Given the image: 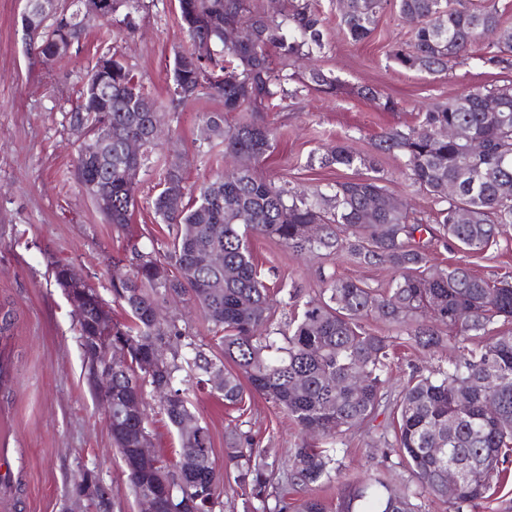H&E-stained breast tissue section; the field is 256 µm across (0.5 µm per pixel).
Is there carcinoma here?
I'll return each instance as SVG.
<instances>
[{
  "label": "carcinoma",
  "mask_w": 512,
  "mask_h": 512,
  "mask_svg": "<svg viewBox=\"0 0 512 512\" xmlns=\"http://www.w3.org/2000/svg\"><path fill=\"white\" fill-rule=\"evenodd\" d=\"M79 0H63L52 16L21 18L28 23L29 49L54 60L53 42L63 35L80 43L90 23L80 18ZM414 25L412 49L396 48L391 57L406 70L435 74L464 58L501 64L512 54V28L502 25L495 6L474 7L467 0H339L340 20L355 41L365 39L388 5ZM179 14L190 43L206 41L220 50L202 64L193 50L174 58V94L182 102L206 89L224 102L222 112L199 115L206 138L224 143V153L236 164L178 199L160 189L152 199L155 214L177 231L171 242L151 249L131 245V277L111 283L112 302L126 312L123 322H100L104 305L86 282L64 280L67 265L54 267L57 285L66 294L84 298L87 318L79 322L82 336H103L118 357L112 368V439L121 449L127 480L135 495L148 490L174 512H213L219 474L213 466L212 437L207 426L193 442H181L182 461L170 479L157 480L159 468L137 459L134 437L148 430L146 388L177 434L194 415L186 390L177 386L181 372L203 386L211 369L224 370L218 394L224 405L241 408L247 394L256 393L282 408L306 434L326 447L308 443L289 457L291 484L313 489L331 487L341 476L335 445L352 428L372 418L383 404L389 366L390 337L375 334L363 321L372 319L430 350L448 338L457 360L445 371L410 376L393 408L392 442L398 465L415 479L394 498L389 486L374 477L348 478L336 503L310 495L300 504L288 501V491L274 490L268 450L238 427L224 430V458L233 481L245 496L247 512H423L422 499L436 498L461 505L490 497L502 488L512 461V279L488 281L467 267L436 268L416 241L425 230L415 211L402 200L385 203L389 192L381 184L376 156H364L338 143L323 162L345 169L365 167L373 175L336 183L330 195L309 198L285 190L257 171L276 138L273 129L244 119L227 124L232 112H259L272 105L274 87L288 80L276 73L270 50L284 56L309 58L323 46V20L307 8L278 18L255 12L250 0H178ZM242 24L253 41L228 47L224 24ZM105 82L112 111L101 112L80 97L70 120L84 124L96 150L77 149L74 172L78 183L94 182L112 198V209L101 211L109 224L130 223L135 206L136 178L149 162L158 141L152 136L159 112L144 109L148 95L131 70L108 51L97 58L89 78ZM315 89L329 92L335 81L320 70L308 74ZM358 95L379 101L387 112L398 103L362 87ZM461 126L486 143L479 159L465 146L445 139L440 131ZM130 138L141 140L140 157L125 152ZM376 150L393 153L402 173L432 199L435 227L431 233L460 250L479 253L503 227L512 224V85L478 87L419 112L418 124L391 129ZM455 182L458 192L445 188ZM218 192L210 193L213 185ZM316 226V236L305 227ZM278 239L299 256L346 254L363 265L386 264L398 272L385 288H370L335 279L315 296L288 292L297 309L292 328L278 343L273 317L276 300L257 270L249 234ZM209 251L224 255V268L202 264ZM189 297L212 324L214 340L224 360L210 358L174 319L157 324L155 306L170 297ZM173 344L159 355L155 347ZM231 362L235 370L224 368ZM350 372L362 385L343 384ZM140 397L141 411L130 414L129 400ZM440 446L442 452L433 448ZM464 467L457 494L448 497L443 475L448 463Z\"/></svg>",
  "instance_id": "carcinoma-1"
}]
</instances>
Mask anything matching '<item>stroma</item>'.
Listing matches in <instances>:
<instances>
[{"mask_svg": "<svg viewBox=\"0 0 512 512\" xmlns=\"http://www.w3.org/2000/svg\"><path fill=\"white\" fill-rule=\"evenodd\" d=\"M250 2L277 16L305 7L324 21V47L309 63L274 55L275 68L290 77L287 87L292 94L255 115L277 131L259 173L310 196L331 194L336 182L351 176L350 170L319 163L335 143L373 152L384 132L416 125L419 107L447 101L478 85L512 82V65L473 58L458 61L441 75L402 69L390 54L398 47L411 49L413 27L391 5L379 14L372 35L356 42L340 24L336 0ZM24 7L25 0H0V315L9 314L11 320L0 334V448L10 470L9 479L0 482V512H90L73 490L74 478L87 470L111 486L113 512H137L121 456L85 377L77 316L55 282L52 264L75 266L104 300H111L108 261H125L131 242L147 247L175 234L151 205L162 168L180 161L187 186L195 187L226 166L223 146L205 140L198 121L200 113L222 111L223 105L206 91L193 105L178 102L171 67L176 53L189 45L178 2L140 0L129 15L130 29L113 37L112 51L166 117L160 145L138 173L131 222L116 228L105 222L73 175L78 136L70 113L103 49L98 33L90 31L69 53L43 62L26 45L20 22ZM309 66L334 79V93L301 89L299 78ZM363 86L394 98L397 111H382L376 100L359 97ZM379 168L389 193L408 199L419 217L431 221L430 197L410 185L399 160L383 157ZM251 247L261 278L274 293L296 287L315 294L333 277L381 288L394 276L387 267L359 265L343 257L300 258L268 236H252ZM428 248L432 265L461 263L491 281L512 276V227L504 228L481 253L467 254L439 242ZM167 314L178 318L212 359H222L213 326L193 301L168 306ZM452 356L448 348L425 355L407 337L395 339L385 389L388 400L397 399L413 370L447 368ZM186 389L193 412L213 436L220 475L214 512H242L233 472L224 462L227 424L239 425L259 447L268 449L279 480H286L288 451L302 435L282 410L256 394L237 410L195 382H187ZM148 413L152 451L168 466H176L181 452L176 430L157 403H150ZM390 419V412L384 411L347 433L338 454L346 476L372 473L397 490L412 483L410 472L379 439Z\"/></svg>", "mask_w": 512, "mask_h": 512, "instance_id": "1", "label": "stroma"}]
</instances>
